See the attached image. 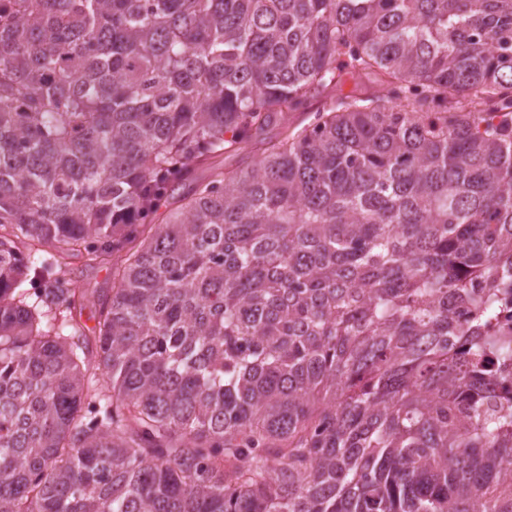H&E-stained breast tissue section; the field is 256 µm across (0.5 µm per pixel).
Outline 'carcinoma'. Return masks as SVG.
<instances>
[{"label": "carcinoma", "instance_id": "1", "mask_svg": "<svg viewBox=\"0 0 512 512\" xmlns=\"http://www.w3.org/2000/svg\"><path fill=\"white\" fill-rule=\"evenodd\" d=\"M0 512H512V0H0ZM240 157L232 153H225L222 156L215 157L206 164L196 166L191 172V178L199 181H208L211 179L215 169H223L225 172L232 171L240 165ZM81 263L76 260L73 263L74 275L77 288H88L97 290V295H111L112 293V269L110 265H100L94 269H84Z\"/></svg>", "mask_w": 512, "mask_h": 512}]
</instances>
